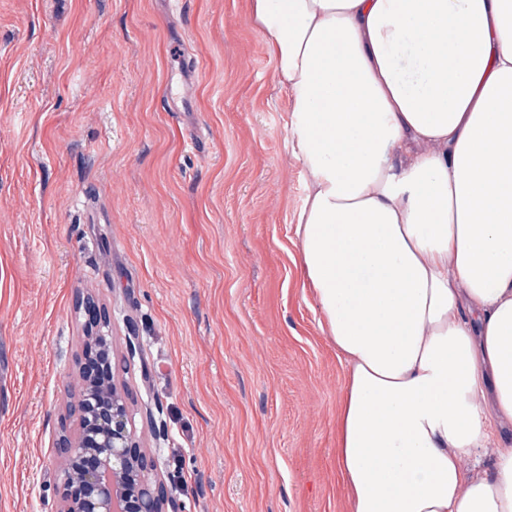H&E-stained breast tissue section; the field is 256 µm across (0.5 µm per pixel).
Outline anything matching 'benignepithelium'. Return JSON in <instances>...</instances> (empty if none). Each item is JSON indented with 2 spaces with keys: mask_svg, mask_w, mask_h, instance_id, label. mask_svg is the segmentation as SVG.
Returning <instances> with one entry per match:
<instances>
[{
  "mask_svg": "<svg viewBox=\"0 0 512 512\" xmlns=\"http://www.w3.org/2000/svg\"><path fill=\"white\" fill-rule=\"evenodd\" d=\"M76 312L83 349L67 393L78 427L56 444L63 458L59 512H165L167 488L149 478L152 460L116 380L107 313L90 294L77 296Z\"/></svg>",
  "mask_w": 512,
  "mask_h": 512,
  "instance_id": "1",
  "label": "benign epithelium"
}]
</instances>
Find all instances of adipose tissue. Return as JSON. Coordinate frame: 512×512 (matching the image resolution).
I'll use <instances>...</instances> for the list:
<instances>
[{
    "mask_svg": "<svg viewBox=\"0 0 512 512\" xmlns=\"http://www.w3.org/2000/svg\"><path fill=\"white\" fill-rule=\"evenodd\" d=\"M306 196L304 285L347 367L351 512H512V0H253ZM489 408H481V398Z\"/></svg>",
    "mask_w": 512,
    "mask_h": 512,
    "instance_id": "ef3b65f1",
    "label": "adipose tissue"
}]
</instances>
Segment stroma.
<instances>
[{"label": "stroma", "instance_id": "35a3bbf8", "mask_svg": "<svg viewBox=\"0 0 512 512\" xmlns=\"http://www.w3.org/2000/svg\"><path fill=\"white\" fill-rule=\"evenodd\" d=\"M288 100L252 0H0V512L59 510L83 291L175 512H348Z\"/></svg>", "mask_w": 512, "mask_h": 512}]
</instances>
